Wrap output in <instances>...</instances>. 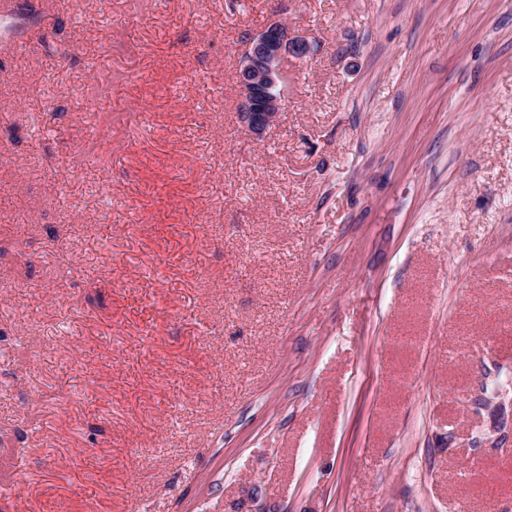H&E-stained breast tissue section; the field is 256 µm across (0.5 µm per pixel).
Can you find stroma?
<instances>
[{
  "mask_svg": "<svg viewBox=\"0 0 512 512\" xmlns=\"http://www.w3.org/2000/svg\"><path fill=\"white\" fill-rule=\"evenodd\" d=\"M5 21L0 512H512V0ZM310 52L304 37L288 35L280 22L265 26L249 38L237 82L240 89V122L257 138L274 124L284 105V64L288 57L303 58Z\"/></svg>",
  "mask_w": 512,
  "mask_h": 512,
  "instance_id": "obj_1",
  "label": "stroma"
}]
</instances>
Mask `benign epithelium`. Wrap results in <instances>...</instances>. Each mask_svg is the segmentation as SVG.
I'll list each match as a JSON object with an SVG mask.
<instances>
[{"label": "benign epithelium", "instance_id": "1", "mask_svg": "<svg viewBox=\"0 0 512 512\" xmlns=\"http://www.w3.org/2000/svg\"><path fill=\"white\" fill-rule=\"evenodd\" d=\"M309 52L307 39L289 36L280 22L268 24L249 38L237 72L239 119L255 137L266 134L284 105L285 62Z\"/></svg>", "mask_w": 512, "mask_h": 512}]
</instances>
